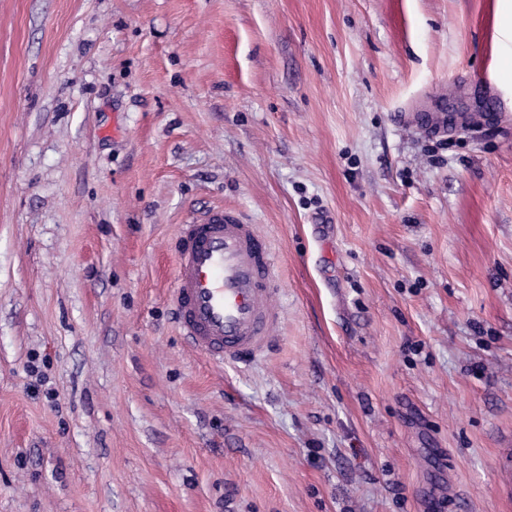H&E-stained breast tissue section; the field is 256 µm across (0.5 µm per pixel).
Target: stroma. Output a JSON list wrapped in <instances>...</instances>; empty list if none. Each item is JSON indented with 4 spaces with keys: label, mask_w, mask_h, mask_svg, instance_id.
I'll return each instance as SVG.
<instances>
[{
    "label": "stroma",
    "mask_w": 512,
    "mask_h": 512,
    "mask_svg": "<svg viewBox=\"0 0 512 512\" xmlns=\"http://www.w3.org/2000/svg\"><path fill=\"white\" fill-rule=\"evenodd\" d=\"M494 4L0 0V512H512ZM221 205L277 261L248 367L168 302Z\"/></svg>",
    "instance_id": "35a3bbf8"
}]
</instances>
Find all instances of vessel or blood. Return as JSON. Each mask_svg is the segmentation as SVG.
Here are the masks:
<instances>
[{
    "instance_id": "obj_1",
    "label": "vessel or blood",
    "mask_w": 512,
    "mask_h": 512,
    "mask_svg": "<svg viewBox=\"0 0 512 512\" xmlns=\"http://www.w3.org/2000/svg\"><path fill=\"white\" fill-rule=\"evenodd\" d=\"M177 258L171 307L182 336L216 362L256 359L280 325L276 261L255 224L217 206L190 216L173 241Z\"/></svg>"
}]
</instances>
